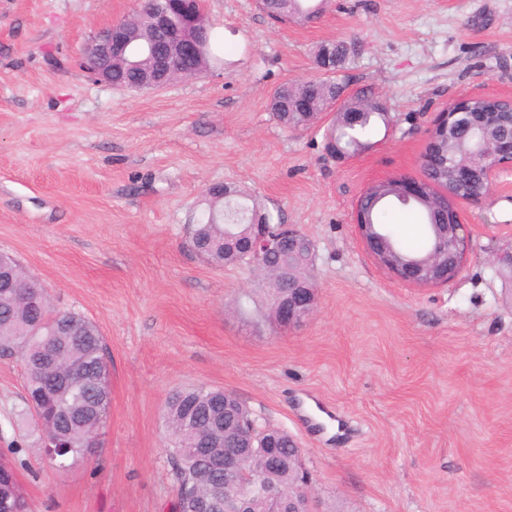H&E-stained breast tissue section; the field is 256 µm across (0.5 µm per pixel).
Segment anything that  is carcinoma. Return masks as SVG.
Wrapping results in <instances>:
<instances>
[{"label": "carcinoma", "mask_w": 512, "mask_h": 512, "mask_svg": "<svg viewBox=\"0 0 512 512\" xmlns=\"http://www.w3.org/2000/svg\"><path fill=\"white\" fill-rule=\"evenodd\" d=\"M325 0H259L260 9L269 17L288 23L295 18L311 21L320 16ZM159 0H138L135 11L121 20L125 26L133 27L143 16L156 10ZM203 48V60L193 63L172 57L168 60L166 72L177 79L182 72L196 64L209 67L217 60L212 46L217 43L216 27L209 24L197 33ZM354 52V43L338 41L333 47L332 56L336 68H341ZM148 53L134 42L124 58L113 63L112 77L118 85L136 89L144 74V60ZM310 96L316 106L323 107L326 100L333 98L339 86L319 81H304L300 84L286 81L275 92L279 99L269 102L273 117L291 130L307 128L308 121L295 112L288 111V94L296 89ZM474 109L481 112H496L497 123L489 126L485 137L491 141L512 128V111L499 100L477 99ZM355 107L363 110L361 124L351 129L338 126L330 130V135L347 156H354L369 144L368 136L378 124L388 125L391 117L386 105L362 95ZM389 200L375 202L368 210V221L376 225L388 237L392 246L403 256L417 257L427 248V244L415 250L405 248L392 231L380 223L379 216ZM225 212L202 209L198 223L191 225L189 235L198 239H208L216 244L224 240ZM33 296L30 277L26 272L13 267V288L6 295H0V352L19 354L25 370V408L20 411L23 417L33 408L31 401H37L51 415L61 421L60 436L69 445V453L58 461L56 469L65 471L82 460L91 448L106 422L110 402L109 383L103 381L107 369L103 367L105 352L104 338L99 328L86 317L69 311H57L50 300L36 306L28 303ZM64 322L72 324L69 336H50L51 324ZM80 363L84 371L71 380L77 400L66 401L55 390L59 370L68 365ZM233 398L229 390L195 387L177 390L167 399L165 424L169 435L168 452L177 481V507L179 512H193L195 502L208 498L221 481L224 465L223 435L212 428L209 415L218 399ZM242 467L261 474L262 479L282 492L284 497L296 498L300 494L299 471L297 465H273L267 458L256 452L247 456Z\"/></svg>", "instance_id": "obj_1"}]
</instances>
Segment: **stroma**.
Wrapping results in <instances>:
<instances>
[{
    "mask_svg": "<svg viewBox=\"0 0 512 512\" xmlns=\"http://www.w3.org/2000/svg\"><path fill=\"white\" fill-rule=\"evenodd\" d=\"M136 0H0V252L104 336L111 403L90 460L17 466L34 512H170L165 401L233 391L258 427L302 446L321 512H512V170L458 201L471 250L448 284L396 280L354 209L374 181L422 177L449 104L512 93V0H330L273 23L256 0H206L224 57L195 80L128 92L83 48ZM355 41L335 77L383 100L392 127L337 160L320 127L291 132L271 92L318 76L319 46ZM224 183L315 245L314 313L265 320L264 274L186 246L204 188ZM25 373L0 355V449L39 444L13 420Z\"/></svg>",
    "mask_w": 512,
    "mask_h": 512,
    "instance_id": "1",
    "label": "stroma"
}]
</instances>
